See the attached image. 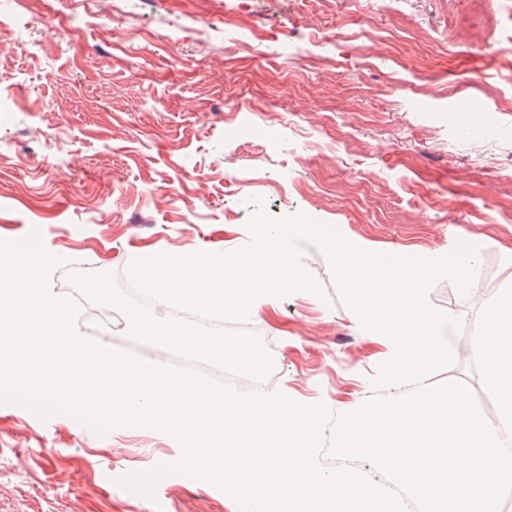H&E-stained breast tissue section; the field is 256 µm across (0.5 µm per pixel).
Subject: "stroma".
I'll return each instance as SVG.
<instances>
[{"label":"stroma","mask_w":512,"mask_h":512,"mask_svg":"<svg viewBox=\"0 0 512 512\" xmlns=\"http://www.w3.org/2000/svg\"><path fill=\"white\" fill-rule=\"evenodd\" d=\"M113 4L0 0V239L36 229L51 253L121 277L143 249L242 247L252 196L374 251L435 258L480 237L487 282L428 294L462 321L431 382L468 380L493 419L467 349L487 287L512 284V0H489L484 32L457 0L381 16L376 0ZM250 33L254 49L225 53ZM303 263L328 302L295 293L252 321L279 346L276 389L341 413L383 347L355 328L325 255ZM174 456L155 433L0 404V512H236L182 475L151 498L120 485Z\"/></svg>","instance_id":"stroma-1"}]
</instances>
